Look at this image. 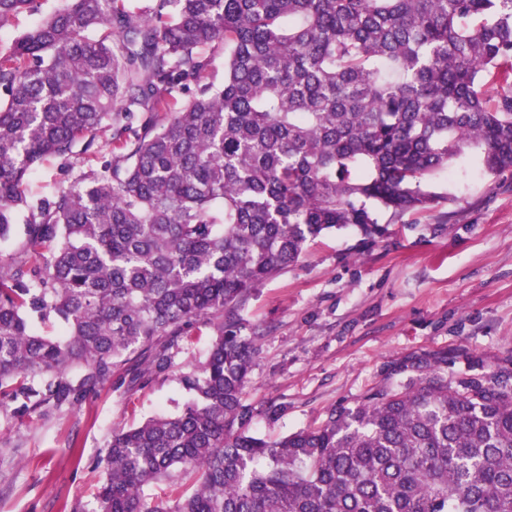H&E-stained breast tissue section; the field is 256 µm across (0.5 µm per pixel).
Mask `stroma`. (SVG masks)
I'll list each match as a JSON object with an SVG mask.
<instances>
[{
    "label": "stroma",
    "instance_id": "35a3bbf8",
    "mask_svg": "<svg viewBox=\"0 0 512 512\" xmlns=\"http://www.w3.org/2000/svg\"><path fill=\"white\" fill-rule=\"evenodd\" d=\"M100 161L90 151L68 168L42 163L27 190L47 196ZM429 188L441 197L430 211L381 214L388 234L367 246L353 229L327 233L252 293L242 317L259 350L245 398L266 409L254 432L278 437L321 423L411 352L512 357V172L461 161ZM183 399L170 375L127 394L104 387L62 413L0 416V512H91L113 428L176 414Z\"/></svg>",
    "mask_w": 512,
    "mask_h": 512
}]
</instances>
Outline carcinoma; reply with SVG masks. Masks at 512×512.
Returning <instances> with one entry per match:
<instances>
[{
    "mask_svg": "<svg viewBox=\"0 0 512 512\" xmlns=\"http://www.w3.org/2000/svg\"><path fill=\"white\" fill-rule=\"evenodd\" d=\"M105 123L99 168L28 196ZM464 158L512 171V0H63L0 47V415L131 392L208 326L179 412L112 430L92 512H512L511 359L413 352L316 427L249 430L248 296L327 232L430 210Z\"/></svg>",
    "mask_w": 512,
    "mask_h": 512,
    "instance_id": "obj_1",
    "label": "carcinoma"
}]
</instances>
